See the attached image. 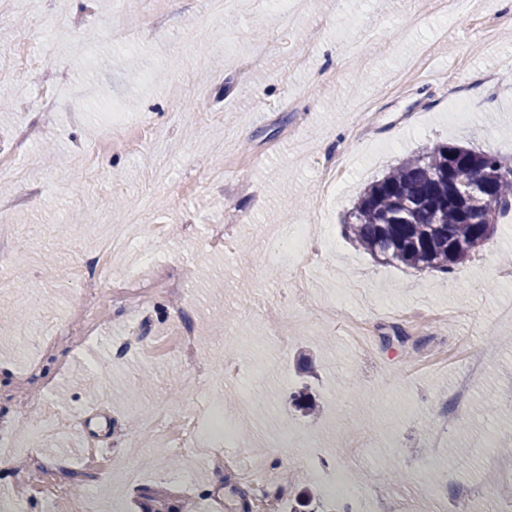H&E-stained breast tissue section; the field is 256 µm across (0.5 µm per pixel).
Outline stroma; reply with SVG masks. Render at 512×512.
Masks as SVG:
<instances>
[{
    "instance_id": "35a3bbf8",
    "label": "stroma",
    "mask_w": 512,
    "mask_h": 512,
    "mask_svg": "<svg viewBox=\"0 0 512 512\" xmlns=\"http://www.w3.org/2000/svg\"><path fill=\"white\" fill-rule=\"evenodd\" d=\"M61 13L69 25L57 33ZM459 93L472 109L463 122ZM21 134L14 170L0 172V246L25 254L0 282V432L26 439L39 418L18 414L22 392L74 428L12 453L0 495L23 492L27 512L95 494L99 512H196L204 499L255 512L224 449L165 448L144 423L157 408L181 412L190 370L201 403L221 398L238 452L277 472L268 512L284 498L328 512L325 480L338 472L377 485L393 512H436L471 475L499 473L512 448V209L448 274L378 263L342 223L370 182L422 148L454 142L512 164V10L501 0L447 17L429 0H300L288 13L241 0L230 14L208 0L127 12L113 0H12L0 14V150ZM341 154L352 169L327 206L316 278L298 293L265 236L312 215L322 167ZM135 208L146 221L133 254H113V278L134 273L139 254L185 292L156 284L147 306L124 313L100 287L101 333L57 335L85 304L97 241L82 228L125 223ZM217 224L230 225L228 245L211 250ZM351 280L362 348L319 307ZM429 309L447 324L423 327ZM187 324L189 355L174 346ZM471 351L485 371L445 447H430ZM302 391L318 416L296 406ZM88 448L104 460L85 462ZM391 465L402 481L388 479ZM305 466L316 479H298ZM134 468L144 478L125 483Z\"/></svg>"
}]
</instances>
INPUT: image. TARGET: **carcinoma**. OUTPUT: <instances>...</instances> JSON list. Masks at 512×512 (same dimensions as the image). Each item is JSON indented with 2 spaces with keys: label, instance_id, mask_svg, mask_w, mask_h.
<instances>
[{
  "label": "carcinoma",
  "instance_id": "cac0c4a2",
  "mask_svg": "<svg viewBox=\"0 0 512 512\" xmlns=\"http://www.w3.org/2000/svg\"><path fill=\"white\" fill-rule=\"evenodd\" d=\"M506 168L497 155L450 142L425 148L367 185L344 231L383 264L446 273L490 239L494 217L512 207V176L473 199L457 189Z\"/></svg>",
  "mask_w": 512,
  "mask_h": 512
}]
</instances>
